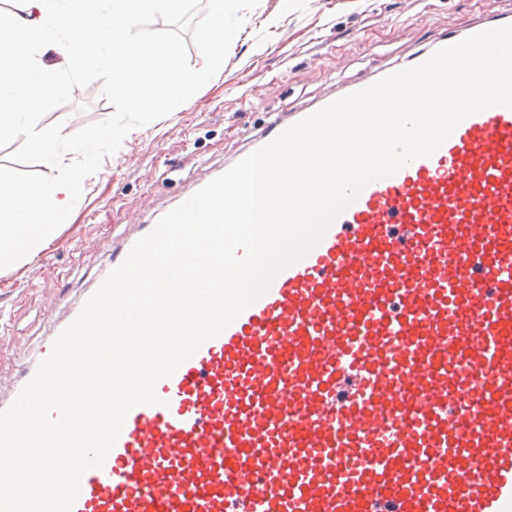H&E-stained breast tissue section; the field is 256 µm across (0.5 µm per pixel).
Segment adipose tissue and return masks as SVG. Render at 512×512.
Returning <instances> with one entry per match:
<instances>
[{
  "instance_id": "obj_1",
  "label": "adipose tissue",
  "mask_w": 512,
  "mask_h": 512,
  "mask_svg": "<svg viewBox=\"0 0 512 512\" xmlns=\"http://www.w3.org/2000/svg\"><path fill=\"white\" fill-rule=\"evenodd\" d=\"M200 32L204 54L224 59V18L238 0H209ZM185 0H21L0 13V137L23 135L29 151L54 156L64 127L39 122L67 76L95 72L133 111L164 112L209 82L208 68L187 69L174 46L146 42L136 30L157 13L182 12Z\"/></svg>"
}]
</instances>
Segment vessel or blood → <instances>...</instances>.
<instances>
[{
    "label": "vessel or blood",
    "instance_id": "obj_1",
    "mask_svg": "<svg viewBox=\"0 0 512 512\" xmlns=\"http://www.w3.org/2000/svg\"><path fill=\"white\" fill-rule=\"evenodd\" d=\"M156 393L73 512H512V109L365 186Z\"/></svg>",
    "mask_w": 512,
    "mask_h": 512
}]
</instances>
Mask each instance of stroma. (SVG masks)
I'll return each instance as SVG.
<instances>
[{
	"label": "stroma",
	"instance_id": "1",
	"mask_svg": "<svg viewBox=\"0 0 512 512\" xmlns=\"http://www.w3.org/2000/svg\"><path fill=\"white\" fill-rule=\"evenodd\" d=\"M492 14L512 16V0H240L224 19L216 79L129 133L85 180L74 222L60 225L33 260L0 270V395L105 272L113 248L222 174L274 117L311 109L382 66L409 63ZM210 18L208 0H189L179 16L147 18L137 35L175 44L183 65L196 68L204 62L198 34ZM113 111L96 82L74 89L42 122L72 133Z\"/></svg>",
	"mask_w": 512,
	"mask_h": 512
}]
</instances>
